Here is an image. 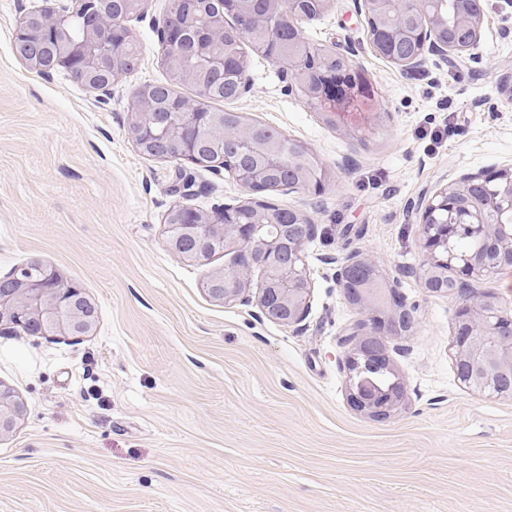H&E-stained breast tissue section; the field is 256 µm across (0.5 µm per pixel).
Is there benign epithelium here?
<instances>
[{
    "instance_id": "obj_1",
    "label": "benign epithelium",
    "mask_w": 512,
    "mask_h": 512,
    "mask_svg": "<svg viewBox=\"0 0 512 512\" xmlns=\"http://www.w3.org/2000/svg\"><path fill=\"white\" fill-rule=\"evenodd\" d=\"M297 0H269L270 18L286 22L295 35L303 36V25L318 19L330 0H315L321 5L316 13L301 14L294 8ZM452 13L438 10L421 13L412 26L408 17L415 14V0H356L364 15L366 39L371 49L405 73L422 69L430 62L438 64L450 57L477 58L485 6L482 0H451ZM101 0H81L86 18L85 45H74L55 59L45 53L46 45L56 39L67 20V0H44L37 10L26 14L18 25L14 51L24 64L45 67L43 73L63 69L78 83L96 76L92 91L107 94L115 82L112 62L118 57L116 41L103 37L96 16ZM387 3L396 4V16L385 28L378 25ZM414 41L417 49L397 53L391 46ZM338 69L308 92L307 100L326 114L350 112L354 107L373 105L374 94L368 80L356 67L352 45L332 46ZM281 77L288 91L298 88L296 75L307 61L299 57H277ZM150 97L144 91L134 105L131 134L135 142L151 138L164 144L161 157L190 161L196 142L185 132L211 124L210 113L198 111L188 103L175 113L180 121L179 135L154 132L157 113L142 109ZM224 169L249 193L251 202L244 223L230 218L236 204L224 205V214L203 216L176 212L168 224L169 249L178 257L199 265L211 237L208 230L217 226L224 239V253L230 263L224 268L222 285L208 279L203 290L213 300L230 305L254 302L268 319L286 326L301 324L311 306L312 279L304 253L305 245L316 235L317 225L304 214L296 224H276L264 235L269 209L256 194L265 189V170L231 167L219 160L210 164ZM407 212L419 217L425 259L419 269L424 288L430 293H446L459 301L453 339L454 369L457 381L496 398L512 397V308L475 288L505 262H512V173L481 170L466 173L435 191L422 190ZM465 236L480 242L474 253L456 250L454 242ZM263 258L260 279L253 281L254 264ZM336 283L343 288L348 302L371 313L369 322L347 329L352 352L345 358L347 399L360 414L377 422L393 417L405 405L407 390L391 366L383 337L406 334L415 325V307L407 306L383 270L351 250L335 258ZM454 272L448 277V272ZM20 328L25 334L47 337L91 336L97 330L96 304L82 289L68 283L53 269L38 279L19 278L12 273L0 279V327ZM26 407L9 388L0 384V438L11 435L23 418Z\"/></svg>"
}]
</instances>
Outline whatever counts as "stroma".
<instances>
[{"instance_id":"stroma-1","label":"stroma","mask_w":512,"mask_h":512,"mask_svg":"<svg viewBox=\"0 0 512 512\" xmlns=\"http://www.w3.org/2000/svg\"><path fill=\"white\" fill-rule=\"evenodd\" d=\"M41 4L0 0V278L40 259L85 290L99 323L80 338L0 331V384L26 405L0 439V512H512V398L457 382L458 303L424 290L406 214L423 189L512 171V7L485 0L478 59L407 75L370 49L355 0H333L304 35L353 44L376 104L331 122L250 56L253 89L233 109L328 172L323 192L272 197L318 226L309 314L288 327L207 296L224 255L201 266L167 246L171 207L248 196L227 172L145 156L132 138L136 88L166 76L170 0L128 21L140 66L104 97L16 57ZM348 247L417 307L412 333L384 338L407 388L385 422L346 397L344 329L367 318L336 285Z\"/></svg>"}]
</instances>
